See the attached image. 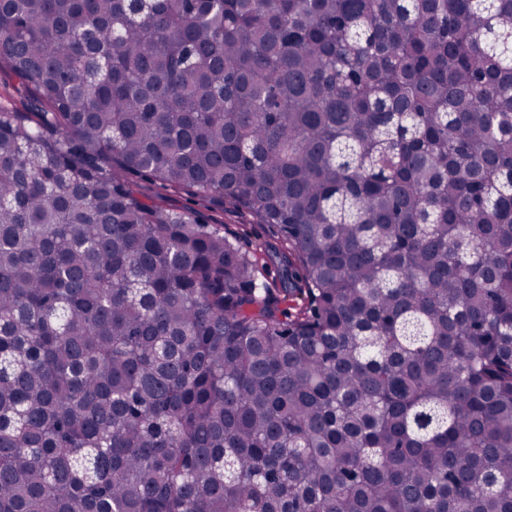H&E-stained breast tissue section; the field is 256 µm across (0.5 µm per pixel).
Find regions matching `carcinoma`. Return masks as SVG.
I'll return each mask as SVG.
<instances>
[{
	"instance_id": "obj_1",
	"label": "carcinoma",
	"mask_w": 512,
	"mask_h": 512,
	"mask_svg": "<svg viewBox=\"0 0 512 512\" xmlns=\"http://www.w3.org/2000/svg\"><path fill=\"white\" fill-rule=\"evenodd\" d=\"M0 75V512H512V0H0ZM224 234L229 237L240 236L243 250L252 253H259L262 244L273 236L264 224H239L238 219L230 215H224Z\"/></svg>"
}]
</instances>
